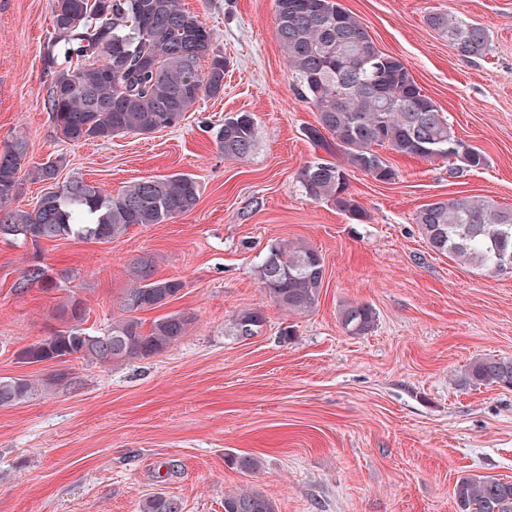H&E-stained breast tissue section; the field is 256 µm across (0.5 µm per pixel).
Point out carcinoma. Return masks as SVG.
Returning a JSON list of instances; mask_svg holds the SVG:
<instances>
[{
  "label": "carcinoma",
  "mask_w": 512,
  "mask_h": 512,
  "mask_svg": "<svg viewBox=\"0 0 512 512\" xmlns=\"http://www.w3.org/2000/svg\"><path fill=\"white\" fill-rule=\"evenodd\" d=\"M276 34L300 95L317 112L318 125L308 138L345 161L319 158L298 174L302 193L333 204L350 219H366L349 193L347 168L379 182L395 179L393 164L376 151L422 159L453 160L448 148L455 133L448 118L415 81L399 58L381 51L366 28L338 0H275ZM53 36L43 46L47 72L46 108L59 138L78 144L110 141L117 136L147 135L179 124L202 97L224 93V56L212 48L211 31L179 0H53ZM429 24L471 59L490 50L485 28L467 19L434 13ZM209 59L207 69L201 61ZM257 120L251 112L224 118L215 133L224 156L246 159L256 144ZM27 143L17 138L0 152V235L28 241L74 238L109 242L134 225L162 224L193 211L200 184L187 173L131 182L116 195L103 193L79 177L58 182L65 157L56 156L30 170L31 178L49 185L31 209L11 208L20 193L19 172ZM486 155L471 146L460 166L481 169ZM421 236L433 252L491 274L512 273V208L492 199L469 196L436 199L414 216ZM150 255L133 260L130 284L122 294L119 315L104 333L82 327L85 302L68 296L58 307L61 326L21 350L19 360L33 364L114 363L144 359L180 343L192 317L170 313L144 329L139 313L173 301L184 283L154 276ZM258 283L275 305L296 314L313 311L325 282L319 251L304 244L272 245L255 268ZM58 291L73 279L70 270L56 271L35 260L23 268L12 289L28 292L36 280ZM266 321L263 311L237 312L229 333L256 330ZM376 322L375 310L352 302L341 311L346 333L361 336ZM463 386L512 388V358L479 357L460 378ZM76 385L68 372L46 378H0V407H11L60 387ZM228 466L253 473L261 466L256 454H230ZM457 512H512V481L468 474L454 487ZM141 512H183L175 497L146 498ZM224 512H275L273 502L256 491L224 496Z\"/></svg>",
  "instance_id": "cac0c4a2"
}]
</instances>
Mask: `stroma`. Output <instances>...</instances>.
Returning <instances> with one entry per match:
<instances>
[{"label":"stroma","mask_w":512,"mask_h":512,"mask_svg":"<svg viewBox=\"0 0 512 512\" xmlns=\"http://www.w3.org/2000/svg\"><path fill=\"white\" fill-rule=\"evenodd\" d=\"M339 2L488 159L470 170L396 156L389 183L350 172L361 224L309 200L297 182L325 151L305 135L317 113L280 50L275 0H180L228 62L223 94L202 98L176 127L77 145L58 138L44 104L53 0H0V149L24 137L27 166L62 155L60 179L79 176L112 194L176 172L200 183L193 211L106 243L0 240V378L65 370L77 379L0 407V512H140L157 492L179 498L184 512H224L225 495L247 489L277 512H456L459 478L512 481V389L457 383L475 358H512V274L431 251L413 220L435 198L512 207V0ZM438 12L483 26L488 54L460 57L428 23ZM235 112L257 119L244 160L224 157L214 138ZM285 240L325 261L319 304L307 314L275 306L256 279L268 248ZM146 253L156 277L183 288L141 318L193 316L179 344L104 365L18 362L57 327L65 297L37 286L14 294L32 257L76 271L86 326L100 333L119 312L131 262ZM353 301L376 312L361 336L340 322ZM254 307L266 317L262 332L230 336L231 318ZM232 452L259 455L260 469L230 468Z\"/></svg>","instance_id":"35a3bbf8"}]
</instances>
